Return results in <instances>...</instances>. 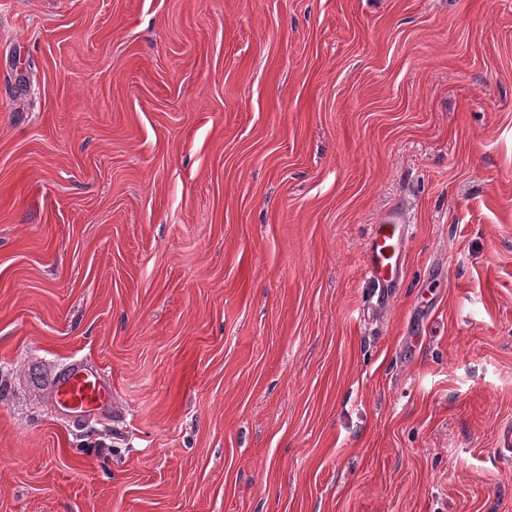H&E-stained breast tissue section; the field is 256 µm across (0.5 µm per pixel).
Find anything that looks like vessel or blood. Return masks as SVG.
Returning <instances> with one entry per match:
<instances>
[{
  "mask_svg": "<svg viewBox=\"0 0 512 512\" xmlns=\"http://www.w3.org/2000/svg\"><path fill=\"white\" fill-rule=\"evenodd\" d=\"M407 217L402 208H394L383 223L374 225L364 251V267L377 296L395 287L404 272ZM112 389L100 374L69 369L53 385L58 405L84 410L110 401Z\"/></svg>",
  "mask_w": 512,
  "mask_h": 512,
  "instance_id": "vessel-or-blood-1",
  "label": "vessel or blood"
}]
</instances>
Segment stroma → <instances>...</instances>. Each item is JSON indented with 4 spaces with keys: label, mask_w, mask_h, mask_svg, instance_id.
<instances>
[{
    "label": "stroma",
    "mask_w": 512,
    "mask_h": 512,
    "mask_svg": "<svg viewBox=\"0 0 512 512\" xmlns=\"http://www.w3.org/2000/svg\"><path fill=\"white\" fill-rule=\"evenodd\" d=\"M506 428L512 0H0V512H512ZM407 217L401 207L394 208L382 224H374L364 251V267L376 288L377 302L385 290L401 279L405 263ZM112 386H107L98 373L69 369L53 385L54 401L72 410H84L110 401Z\"/></svg>",
    "instance_id": "obj_1"
}]
</instances>
